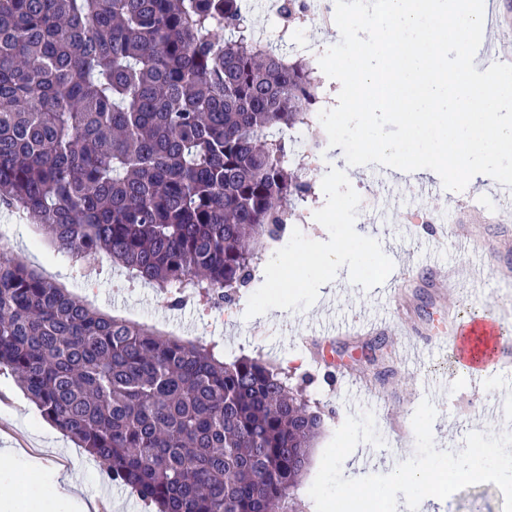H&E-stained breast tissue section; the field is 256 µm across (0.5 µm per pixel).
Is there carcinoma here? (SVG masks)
Returning <instances> with one entry per match:
<instances>
[{
  "instance_id": "1",
  "label": "carcinoma",
  "mask_w": 512,
  "mask_h": 512,
  "mask_svg": "<svg viewBox=\"0 0 512 512\" xmlns=\"http://www.w3.org/2000/svg\"><path fill=\"white\" fill-rule=\"evenodd\" d=\"M315 68L244 0H0V206L79 259L231 305L313 195ZM158 512H302L323 413L288 372L89 307L0 251V366Z\"/></svg>"
}]
</instances>
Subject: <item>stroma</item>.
<instances>
[{
	"label": "stroma",
	"instance_id": "stroma-1",
	"mask_svg": "<svg viewBox=\"0 0 512 512\" xmlns=\"http://www.w3.org/2000/svg\"><path fill=\"white\" fill-rule=\"evenodd\" d=\"M376 165L359 167L351 192L359 202L360 228L380 243L366 257L363 270L340 269L327 284L316 273H308L306 286L280 285V311L257 315L271 289L270 266L279 244H267L261 253L255 277L241 289L231 307L214 308L195 299L170 304L158 289L128 280L121 268L100 259L99 270L85 279L84 261L57 249L40 226L17 215L0 211V229L12 238L11 254L29 269L91 305L119 319L148 325L157 332L185 341L216 343L225 360L243 354L287 369L292 380L312 377L308 395L326 412L322 432L311 453L296 496L304 512L315 504L308 490L318 471L322 452L348 416L372 410L385 444H360L344 460V477L391 472V460H405L415 453L414 445L396 441L394 425L410 426L422 399H430L437 415L432 431L438 449L461 448L466 435L486 430L485 411L491 405L512 415V393L503 394L499 383L465 388L452 353L436 346L433 331L441 311L475 308L493 312L498 301L512 299V277L503 278L502 268L512 269V220L498 224L474 222L469 226V249L451 239L435 242L434 231L406 237L404 221L415 208H424L442 220H452L459 193L441 191L418 202L409 184L398 193L404 202L400 224H373L369 218L384 209L390 198L388 187L376 176ZM458 269L483 264L485 278L465 280L452 289L436 288L428 261ZM410 266L409 280L400 291L399 305H391L381 290L399 267ZM333 303L334 315L349 319L360 315L385 321V330L361 331L352 335L323 336L319 326L322 307ZM335 370L333 383H325L328 370ZM14 448L18 458H35L47 471L67 470L75 483L87 486L108 512H151L150 507L126 486L109 481L100 463L70 438L43 419L24 395L9 368L0 367V448ZM504 498L491 483L464 488L448 498V512H502ZM435 498H425L419 512H439Z\"/></svg>",
	"mask_w": 512,
	"mask_h": 512
}]
</instances>
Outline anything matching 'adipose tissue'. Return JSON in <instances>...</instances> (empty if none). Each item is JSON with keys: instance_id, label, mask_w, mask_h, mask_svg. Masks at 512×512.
Instances as JSON below:
<instances>
[{"instance_id": "1", "label": "adipose tissue", "mask_w": 512, "mask_h": 512, "mask_svg": "<svg viewBox=\"0 0 512 512\" xmlns=\"http://www.w3.org/2000/svg\"><path fill=\"white\" fill-rule=\"evenodd\" d=\"M326 222L336 226V244L322 247L319 240L308 238L286 251L279 265L282 282L294 285L307 272L305 261L315 258L323 274L349 267L362 266L355 239L357 231L350 224V203L343 197H334L322 210ZM0 457L13 460L11 469L0 471V512H60L63 505L76 504L79 512H89L94 499L87 496L68 476L45 474L37 464L16 460L11 448H0Z\"/></svg>"}]
</instances>
